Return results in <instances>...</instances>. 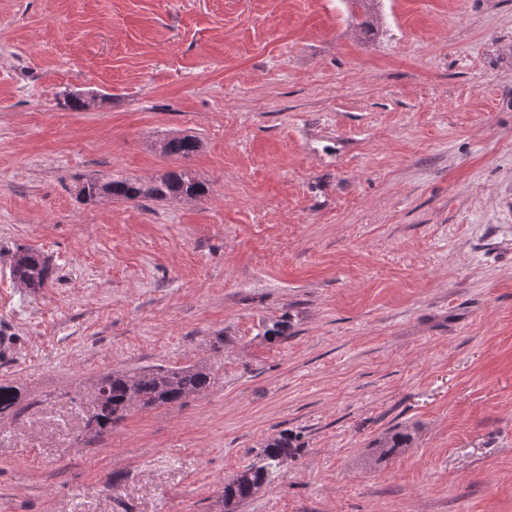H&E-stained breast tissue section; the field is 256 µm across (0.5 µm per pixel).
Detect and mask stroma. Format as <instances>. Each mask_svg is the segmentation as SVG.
<instances>
[{
    "label": "stroma",
    "instance_id": "1",
    "mask_svg": "<svg viewBox=\"0 0 512 512\" xmlns=\"http://www.w3.org/2000/svg\"><path fill=\"white\" fill-rule=\"evenodd\" d=\"M176 134L206 197L77 199ZM2 336L0 512H222L283 433L236 512H512V0H0ZM200 362L68 448L28 415ZM55 267L51 259L31 249H17L11 259L10 275L23 288H45L54 279ZM213 379L204 365L112 371L93 388L91 415L85 427L96 433L110 431L132 409L180 403L209 388ZM297 449L288 435H281L266 443L258 463L247 466L224 482L222 502H229L234 510L249 499L262 485H265L273 468L284 457L292 456Z\"/></svg>",
    "mask_w": 512,
    "mask_h": 512
}]
</instances>
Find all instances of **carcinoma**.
<instances>
[{
	"mask_svg": "<svg viewBox=\"0 0 512 512\" xmlns=\"http://www.w3.org/2000/svg\"><path fill=\"white\" fill-rule=\"evenodd\" d=\"M200 148L193 135L167 139L163 155L186 160ZM209 192L207 183L198 179L188 168L165 172L151 180L113 178L106 182L87 179L78 186L77 196L84 201L107 197L116 201L137 202L145 199L164 201L174 198L201 199ZM51 259L31 249H17L11 259L10 275L22 287L37 290L54 279ZM212 372L204 365L182 368L162 366L135 371L116 370L103 376L93 388L91 415L87 428L96 432L110 431L136 407L151 408L179 403L210 387ZM22 400V389L13 384H0V416L12 413ZM411 435L395 428L380 442L388 454L410 445ZM297 449L291 437L282 435L266 443L261 459L224 482L222 502L237 508L266 484L273 468Z\"/></svg>",
	"mask_w": 512,
	"mask_h": 512,
	"instance_id": "cac0c4a2",
	"label": "carcinoma"
}]
</instances>
